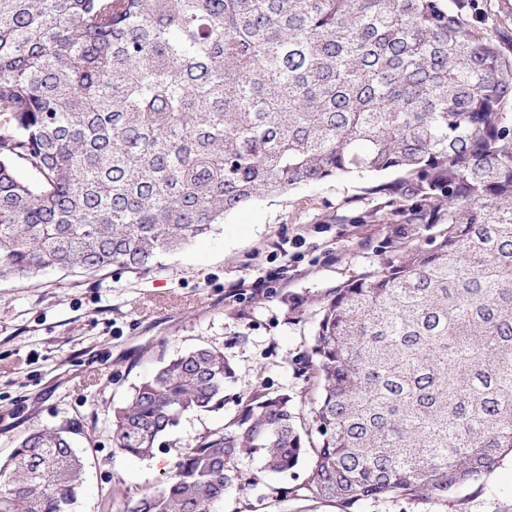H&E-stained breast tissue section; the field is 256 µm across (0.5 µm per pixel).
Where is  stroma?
<instances>
[{"instance_id": "obj_1", "label": "stroma", "mask_w": 512, "mask_h": 512, "mask_svg": "<svg viewBox=\"0 0 512 512\" xmlns=\"http://www.w3.org/2000/svg\"><path fill=\"white\" fill-rule=\"evenodd\" d=\"M493 41L512 47V0H478ZM355 177L270 196L150 271L113 267L93 275L49 271L0 277V462L35 428L65 430L85 460L74 512H119L157 487L172 452L222 429L255 391L288 392L310 409L318 385L305 366L319 302L384 257L394 224H340L373 205ZM243 281L247 290L231 293ZM223 349L235 378L223 409L184 415L164 439L162 465L115 452L112 414L166 360ZM252 485L232 487L222 512H512V461L445 501L367 499L356 504L274 489L303 482L241 457Z\"/></svg>"}]
</instances>
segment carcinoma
<instances>
[{
    "label": "carcinoma",
    "instance_id": "carcinoma-1",
    "mask_svg": "<svg viewBox=\"0 0 512 512\" xmlns=\"http://www.w3.org/2000/svg\"><path fill=\"white\" fill-rule=\"evenodd\" d=\"M512 62L475 0H0V274L148 271L265 196L397 172L340 224H445L320 304L312 427L257 391L123 512H216L241 455L288 492L446 496L512 458ZM234 371L200 347L114 411L145 458ZM55 429L0 464V512H71Z\"/></svg>",
    "mask_w": 512,
    "mask_h": 512
}]
</instances>
